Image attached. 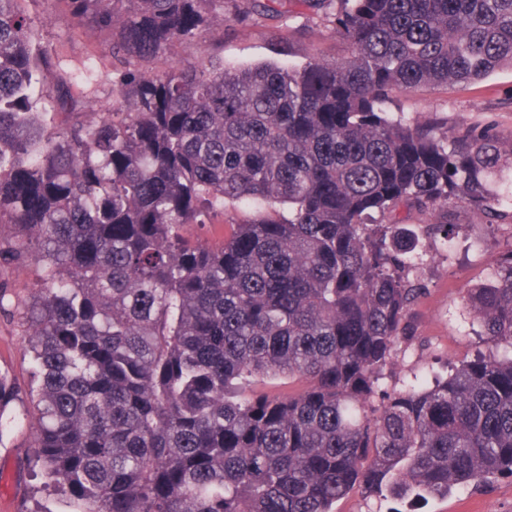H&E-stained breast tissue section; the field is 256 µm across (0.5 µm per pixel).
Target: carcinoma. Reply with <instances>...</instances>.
<instances>
[{
  "instance_id": "cac0c4a2",
  "label": "carcinoma",
  "mask_w": 512,
  "mask_h": 512,
  "mask_svg": "<svg viewBox=\"0 0 512 512\" xmlns=\"http://www.w3.org/2000/svg\"><path fill=\"white\" fill-rule=\"evenodd\" d=\"M332 1L342 58L226 70L173 58L224 29V0H56L124 65L101 112L34 49L27 0H0V315L32 364L24 389L0 371V445L35 429L44 479L21 512H334L356 487L443 499L512 480V246L463 290L488 350L390 392L425 254L376 220H480L512 196V136L390 112L420 85L512 70V0H299ZM228 203L288 217L219 243L190 231ZM20 267L28 298L3 277ZM282 376L305 390L253 389Z\"/></svg>"
}]
</instances>
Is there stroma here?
<instances>
[{"instance_id":"35a3bbf8","label":"stroma","mask_w":512,"mask_h":512,"mask_svg":"<svg viewBox=\"0 0 512 512\" xmlns=\"http://www.w3.org/2000/svg\"><path fill=\"white\" fill-rule=\"evenodd\" d=\"M249 4L250 0H226L223 36L201 32L178 46V55L192 59L205 50L228 68L262 61L300 65L313 56L335 60L345 55V42L323 14L295 4L276 17L251 15ZM27 10L36 39L52 48L59 67L88 86L92 97L109 99L122 66L105 53L106 35L80 28L58 0H28ZM392 109L418 122L437 120L452 127L492 121L507 133L512 131V71L472 85L421 86L400 95ZM397 215L418 229L423 248L434 254L417 272L423 289L415 305L421 316L418 346L398 352L385 380L386 386L402 389L416 377L447 376L452 366L486 350L478 326L472 325L462 307L461 290L487 278L491 273L488 257L502 253L512 240V206L496 205L482 223L473 222L467 208H454L444 240L430 236V214L403 208ZM26 344L16 321L0 317V371L21 387L31 380ZM33 443L34 434L28 428L0 441V512H19L31 484L25 460ZM336 512H512V482L464 487L447 500L405 502L368 499L355 489L337 502Z\"/></svg>"}]
</instances>
